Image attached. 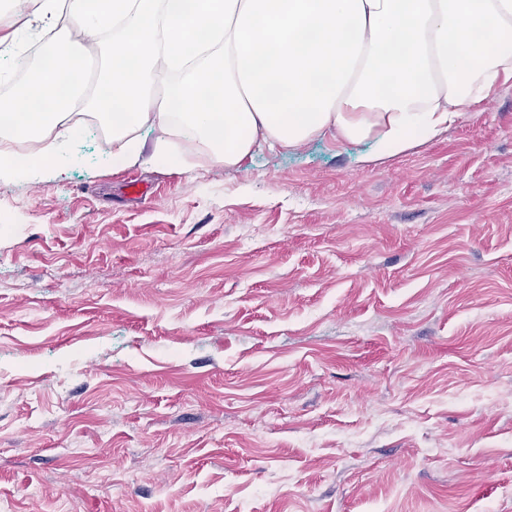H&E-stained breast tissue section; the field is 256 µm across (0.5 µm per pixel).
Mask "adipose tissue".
<instances>
[{"label": "adipose tissue", "instance_id": "obj_1", "mask_svg": "<svg viewBox=\"0 0 512 512\" xmlns=\"http://www.w3.org/2000/svg\"><path fill=\"white\" fill-rule=\"evenodd\" d=\"M67 19L63 52L32 66L0 99L10 130L42 157L0 147V178H60L79 135L72 112L112 121V163L184 161L168 138L242 167L262 147L293 151L328 137L370 145V164L433 141L512 83V0H10L0 54ZM111 30L109 62L89 82L82 41Z\"/></svg>", "mask_w": 512, "mask_h": 512}]
</instances>
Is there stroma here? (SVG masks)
I'll list each match as a JSON object with an SVG mask.
<instances>
[{
  "label": "stroma",
  "mask_w": 512,
  "mask_h": 512,
  "mask_svg": "<svg viewBox=\"0 0 512 512\" xmlns=\"http://www.w3.org/2000/svg\"><path fill=\"white\" fill-rule=\"evenodd\" d=\"M71 150L0 180V512H512V83L375 166Z\"/></svg>",
  "instance_id": "obj_1"
}]
</instances>
